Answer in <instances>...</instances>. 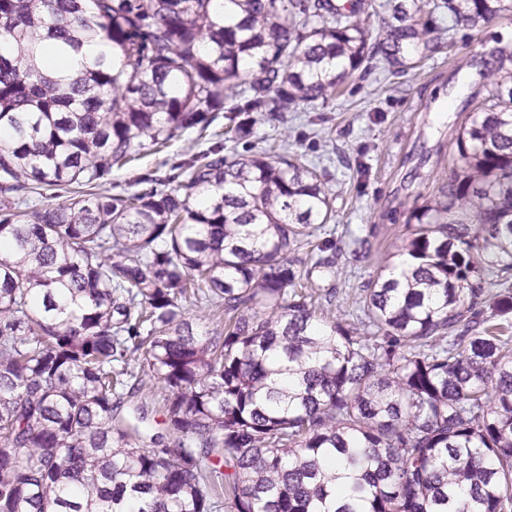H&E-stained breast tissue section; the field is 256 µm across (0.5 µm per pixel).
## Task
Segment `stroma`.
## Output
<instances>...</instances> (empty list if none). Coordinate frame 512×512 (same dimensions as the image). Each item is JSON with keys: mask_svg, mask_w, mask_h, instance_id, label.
Wrapping results in <instances>:
<instances>
[{"mask_svg": "<svg viewBox=\"0 0 512 512\" xmlns=\"http://www.w3.org/2000/svg\"><path fill=\"white\" fill-rule=\"evenodd\" d=\"M512 30V13L471 30L457 27L443 36V46L418 67L399 74L380 68L349 81L327 102L303 104L285 113L283 122L257 116L251 142L236 144L245 154L250 143L267 146L279 135L288 138L290 154L327 173L325 188L335 210L336 298L325 305L331 318H343L354 294L380 266L395 262L409 236L414 208L437 199L448 181L456 156V137L486 94L485 72L497 69L495 48L504 46ZM469 92L458 98L459 79ZM212 132H187L162 152L142 157L134 172L113 170L100 192L130 191L134 174L162 176L190 155L207 150ZM368 238L371 256L355 261L348 251L351 235Z\"/></svg>", "mask_w": 512, "mask_h": 512, "instance_id": "35a3bbf8", "label": "stroma"}]
</instances>
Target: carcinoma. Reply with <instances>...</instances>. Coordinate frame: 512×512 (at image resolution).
<instances>
[{
	"instance_id": "obj_1",
	"label": "carcinoma",
	"mask_w": 512,
	"mask_h": 512,
	"mask_svg": "<svg viewBox=\"0 0 512 512\" xmlns=\"http://www.w3.org/2000/svg\"><path fill=\"white\" fill-rule=\"evenodd\" d=\"M388 11L379 29L370 18ZM509 0H0V512H512V72L488 75L441 197L362 327L317 315L336 263L323 171L226 154L365 64L407 69ZM448 15L444 28L437 15ZM105 41L54 76L37 54ZM224 131L158 178L100 180ZM46 187L67 196L35 198ZM308 248L299 264L289 254ZM224 320L196 337L186 303ZM156 376L144 417L115 413ZM224 129V113H220L213 127L206 133L200 134L197 131L186 132L176 138L171 144L160 153L150 154L138 160L134 166L136 173L131 174L125 169H112V174L105 177L99 186V191L107 194H123L130 191H144L151 188L161 189L162 186L155 182H144L138 185H130L133 176L137 174H151L163 176L180 164L190 155L198 154L207 150L214 141L211 133ZM144 392L146 394V408L148 410V417L150 422L155 424V421L160 422L164 412V397L166 391L163 384L154 378H145ZM155 420V421H154Z\"/></svg>"
}]
</instances>
